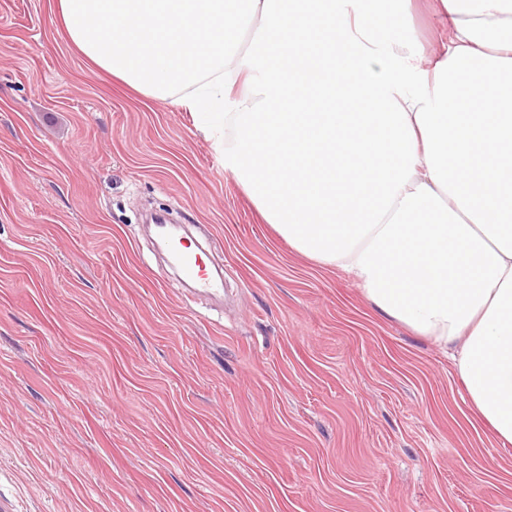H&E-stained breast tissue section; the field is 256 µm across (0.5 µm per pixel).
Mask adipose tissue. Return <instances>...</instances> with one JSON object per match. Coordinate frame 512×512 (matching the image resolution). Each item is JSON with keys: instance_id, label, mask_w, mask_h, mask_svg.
Returning <instances> with one entry per match:
<instances>
[{"instance_id": "obj_1", "label": "adipose tissue", "mask_w": 512, "mask_h": 512, "mask_svg": "<svg viewBox=\"0 0 512 512\" xmlns=\"http://www.w3.org/2000/svg\"><path fill=\"white\" fill-rule=\"evenodd\" d=\"M58 0L95 66L191 113L298 252L434 340L512 443V0ZM249 48H242L245 32ZM412 27L416 40L429 51L444 34V26L433 12L428 1L416 3Z\"/></svg>"}]
</instances>
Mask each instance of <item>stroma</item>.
Instances as JSON below:
<instances>
[{"label":"stroma","mask_w":512,"mask_h":512,"mask_svg":"<svg viewBox=\"0 0 512 512\" xmlns=\"http://www.w3.org/2000/svg\"><path fill=\"white\" fill-rule=\"evenodd\" d=\"M197 224L223 308L142 226ZM0 512H512L451 359L302 255L191 114L0 0Z\"/></svg>","instance_id":"obj_1"}]
</instances>
